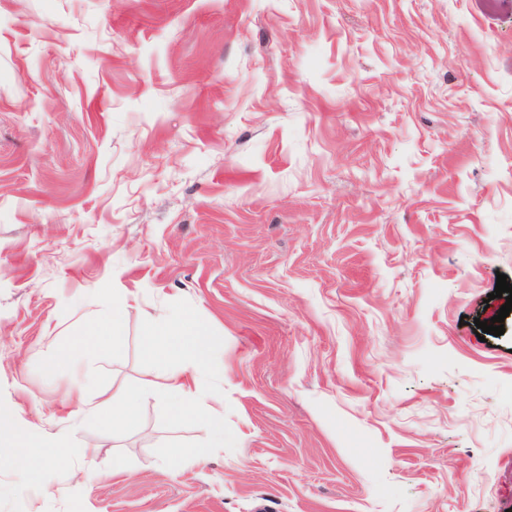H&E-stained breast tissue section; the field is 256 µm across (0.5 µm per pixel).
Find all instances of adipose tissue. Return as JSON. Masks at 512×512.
I'll return each mask as SVG.
<instances>
[{
  "instance_id": "ef3b65f1",
  "label": "adipose tissue",
  "mask_w": 512,
  "mask_h": 512,
  "mask_svg": "<svg viewBox=\"0 0 512 512\" xmlns=\"http://www.w3.org/2000/svg\"><path fill=\"white\" fill-rule=\"evenodd\" d=\"M125 329L124 310L121 305H113L105 320H91L76 338L72 349L53 354L49 364L53 367L65 364L84 354L91 348L95 335L121 339ZM142 349L148 358L172 364L163 382L156 384L155 391L175 393L176 398L170 406L173 417L200 419L207 429L206 445L176 454L171 460L172 465L185 461L203 463L211 449L224 445V388L205 383L216 355L213 341L206 329L191 325L184 315L171 310L159 314L157 324L143 338ZM61 444L58 438L47 443L33 441L11 413L0 410V467L34 474L58 458Z\"/></svg>"
}]
</instances>
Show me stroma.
I'll return each mask as SVG.
<instances>
[{
	"label": "stroma",
	"instance_id": "35a3bbf8",
	"mask_svg": "<svg viewBox=\"0 0 512 512\" xmlns=\"http://www.w3.org/2000/svg\"><path fill=\"white\" fill-rule=\"evenodd\" d=\"M512 0H0V407L67 449L0 512H512ZM217 345L224 445L49 356ZM94 449L86 457L85 449ZM122 458L124 474L112 472ZM126 329V320L123 307L112 302V313L103 321L102 334L111 336L112 342L122 338ZM100 326V321L92 319L88 323L86 330H84L82 334L76 338L73 348L65 353H54L49 359V365L54 367L60 364H66L73 358L79 355H83L92 347V336H99ZM91 378L84 376L80 378L73 389L72 402L77 404L83 411L96 417L105 414L106 400H100L104 395L99 390L90 392Z\"/></svg>",
	"mask_w": 512,
	"mask_h": 512
}]
</instances>
